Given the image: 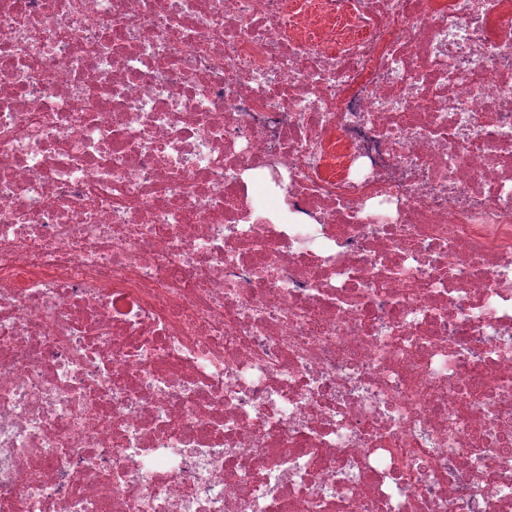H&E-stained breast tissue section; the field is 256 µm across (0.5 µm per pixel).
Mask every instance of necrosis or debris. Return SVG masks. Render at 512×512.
Listing matches in <instances>:
<instances>
[{
    "label": "necrosis or debris",
    "instance_id": "necrosis-or-debris-1",
    "mask_svg": "<svg viewBox=\"0 0 512 512\" xmlns=\"http://www.w3.org/2000/svg\"><path fill=\"white\" fill-rule=\"evenodd\" d=\"M0 512H512V0H0Z\"/></svg>",
    "mask_w": 512,
    "mask_h": 512
}]
</instances>
